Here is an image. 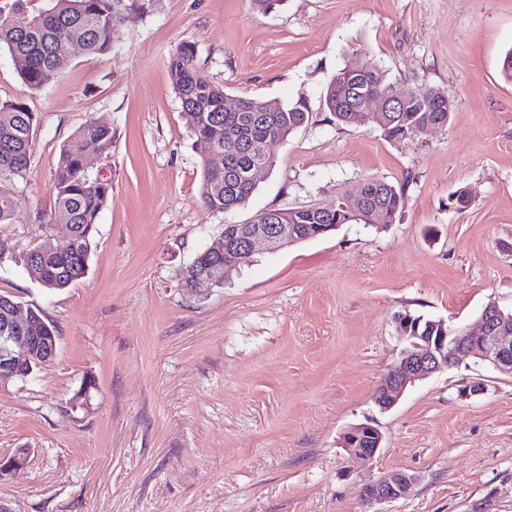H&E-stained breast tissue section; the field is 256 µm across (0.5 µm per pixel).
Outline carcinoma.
<instances>
[{
	"instance_id": "1",
	"label": "carcinoma",
	"mask_w": 512,
	"mask_h": 512,
	"mask_svg": "<svg viewBox=\"0 0 512 512\" xmlns=\"http://www.w3.org/2000/svg\"><path fill=\"white\" fill-rule=\"evenodd\" d=\"M121 0H53V6L28 13L26 0H9L0 6V45H5L16 62L23 83L39 90L45 76L69 63L67 49L73 42L91 55L112 49L115 17ZM27 15V24L14 21ZM171 81L185 113L202 162L199 187L201 202L210 210L226 213L245 205L257 190L250 178L254 169L272 166L274 148L309 121L302 102L272 104L257 97L242 98L238 109L224 110V88L214 84L197 66L195 47L180 45L170 57ZM391 83L384 71L365 64L357 53L328 84L323 103L336 122H351L363 99L386 97ZM442 128L448 124V96L430 88L406 95L400 104H388L375 123L390 138L409 133L419 140L431 133L423 117ZM37 127L36 113L20 102L0 103V224L14 219L13 191L27 181L31 147ZM221 128L231 132L214 136ZM94 142L101 152L112 148V122L92 118L80 126L61 147L52 186L54 208L49 223L65 224L70 241L61 245L46 234L34 247L21 254L29 272L60 290L83 278L88 269L93 233L99 215L112 195V181L92 175L85 164V147ZM371 198L357 211L336 209L326 218L311 216V209H281L277 224H386L403 203V191L387 181L370 180ZM215 265L209 256H198L182 287L191 288L192 278Z\"/></svg>"
}]
</instances>
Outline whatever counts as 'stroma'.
Returning a JSON list of instances; mask_svg holds the SVG:
<instances>
[{
  "label": "stroma",
  "instance_id": "stroma-1",
  "mask_svg": "<svg viewBox=\"0 0 512 512\" xmlns=\"http://www.w3.org/2000/svg\"><path fill=\"white\" fill-rule=\"evenodd\" d=\"M112 49L74 48L29 90L0 48V102L38 117L15 219L0 224V294L40 309L58 331L50 364L0 378V477L8 512H512V374L469 357L380 409L376 390L407 342L409 313L475 325L512 310V0H134ZM195 45L229 101L303 102L307 124L275 149L248 203L199 199L201 156L172 89L169 59ZM394 90L434 88L448 125L387 137L365 117L339 125L326 86L355 53ZM112 123L110 177L85 276L44 288L20 260L53 207L62 145L90 118ZM369 179L404 190L395 221L254 255L221 286L187 290L181 274L225 225L261 211L330 207ZM470 202L457 208L454 197ZM482 380L484 394L460 398ZM82 405L72 406L77 392ZM369 423L382 445L367 463L341 441ZM393 471L407 493L367 501Z\"/></svg>",
  "mask_w": 512,
  "mask_h": 512
}]
</instances>
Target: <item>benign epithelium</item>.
<instances>
[{
    "instance_id": "benign-epithelium-1",
    "label": "benign epithelium",
    "mask_w": 512,
    "mask_h": 512,
    "mask_svg": "<svg viewBox=\"0 0 512 512\" xmlns=\"http://www.w3.org/2000/svg\"><path fill=\"white\" fill-rule=\"evenodd\" d=\"M308 228L301 224H232L228 232L206 249V253L226 257L224 272L201 274L193 284L208 282L223 284L237 264L267 245L287 246L308 238ZM30 312L22 311L20 304L11 308L0 336V375H18L36 347L45 343L42 354L52 358L57 354V341L53 336H34L30 332ZM400 330L409 342L401 352L395 370L386 375L379 385L376 403L383 409L395 406L405 389L430 375L456 364L460 357L476 354L495 369L512 373V315L503 313L498 304L488 303L480 316L479 330L450 329L447 322L430 323L438 335H421L411 331V321L398 316ZM382 434L367 424L350 428L343 436L348 455L354 459L369 461L380 447ZM414 477L404 471H395L363 488V496L379 503L389 502L404 495Z\"/></svg>"
}]
</instances>
